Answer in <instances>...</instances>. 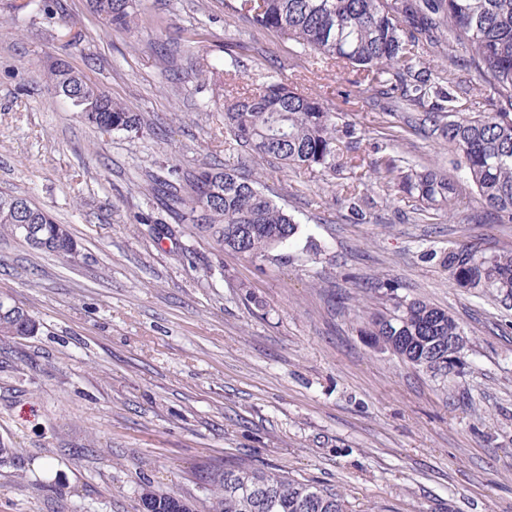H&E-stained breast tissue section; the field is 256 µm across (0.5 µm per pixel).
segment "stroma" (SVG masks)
<instances>
[{
	"mask_svg": "<svg viewBox=\"0 0 512 512\" xmlns=\"http://www.w3.org/2000/svg\"><path fill=\"white\" fill-rule=\"evenodd\" d=\"M235 0H138L108 30L88 0H0V191L68 225L74 265L0 236V296L39 321L0 345V512H137L145 485L203 497V463L244 461L345 494L354 512H512V309L455 286L432 252L512 249V222L463 191L453 214L343 168L321 175L224 149V46L237 85L286 80L356 122L358 152L463 183L422 117L346 68L258 27ZM448 26L418 69L470 112L496 102ZM63 58L144 121L97 133L55 95ZM229 165L293 215L298 236L250 260L150 193L156 176ZM357 186L362 222L343 198ZM448 310L468 338L441 377L365 336L376 280ZM57 462L56 477L39 470Z\"/></svg>",
	"mask_w": 512,
	"mask_h": 512,
	"instance_id": "obj_1",
	"label": "stroma"
}]
</instances>
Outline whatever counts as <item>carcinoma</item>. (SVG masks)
<instances>
[{
  "instance_id": "carcinoma-1",
  "label": "carcinoma",
  "mask_w": 512,
  "mask_h": 512,
  "mask_svg": "<svg viewBox=\"0 0 512 512\" xmlns=\"http://www.w3.org/2000/svg\"><path fill=\"white\" fill-rule=\"evenodd\" d=\"M106 29L128 30L136 24V0H90ZM235 11L262 28L279 32L322 59L344 62L356 79L379 83L389 76L391 90L403 100L421 97L430 74L416 68L419 37L429 35L435 16L448 19L470 62L496 96L498 108L487 115L445 111L435 102L424 122L448 141L460 157L466 179L486 208L512 221V0H237ZM56 91L77 98L73 106L101 134L140 132L139 114L112 99L70 66L51 67ZM224 110V149H247L260 157L310 171H336L341 144L356 127L336 122L321 98L294 91L281 79L256 92L229 90ZM376 178L397 187L416 210L453 212L458 186L432 169L414 171L391 155L370 162ZM152 190L171 211H184L200 234L222 250L258 259L291 243L298 225L285 209L261 192L256 181L231 166L203 168L188 176L177 171L154 181ZM0 233L71 263L84 259L68 227L30 199L0 192ZM459 288L487 294L512 309V251L489 250L478 243L453 244L438 254ZM387 289L384 309L369 317L366 335L375 345L412 366L448 373L463 365L465 338L447 310ZM39 323L23 307L0 297V341L34 335ZM206 491L204 512H350L338 490L288 477L284 473L226 463L201 470ZM264 488L263 495L255 487ZM138 512H198L196 502L145 486Z\"/></svg>"
}]
</instances>
